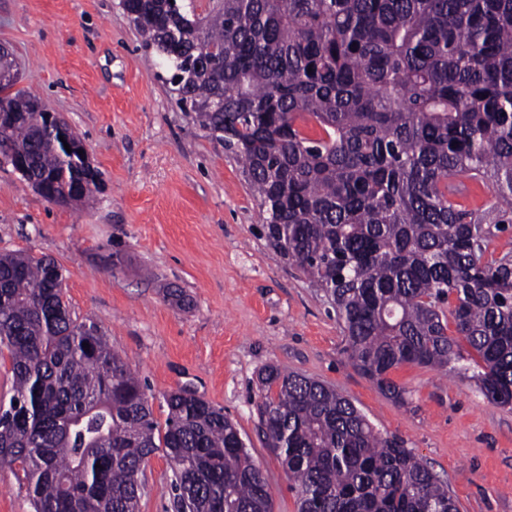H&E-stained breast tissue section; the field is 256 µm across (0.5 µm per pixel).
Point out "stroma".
Wrapping results in <instances>:
<instances>
[{
	"label": "stroma",
	"mask_w": 512,
	"mask_h": 512,
	"mask_svg": "<svg viewBox=\"0 0 512 512\" xmlns=\"http://www.w3.org/2000/svg\"><path fill=\"white\" fill-rule=\"evenodd\" d=\"M18 86L81 137L100 189L48 202L0 164V253L54 258L74 317L97 323L138 374L157 421L165 393L223 407L266 476L273 512H297L263 442L258 374L275 364L348 397L448 485L459 512H512V408L463 375L405 365L404 403L351 365L336 315L266 241V214L223 144L180 110L119 0H0ZM180 289L184 304L168 298ZM156 454L139 512H174Z\"/></svg>",
	"instance_id": "35a3bbf8"
}]
</instances>
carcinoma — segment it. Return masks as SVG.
Here are the masks:
<instances>
[{
    "mask_svg": "<svg viewBox=\"0 0 512 512\" xmlns=\"http://www.w3.org/2000/svg\"><path fill=\"white\" fill-rule=\"evenodd\" d=\"M175 103L243 162L264 236L336 311L352 365L391 399L403 365L450 369L512 405V0H120ZM0 54V108H50L16 88ZM72 128L8 124L53 203L91 196L98 173ZM466 176L495 185L469 209ZM79 185V194L66 193ZM455 334L448 335V321ZM74 318L51 257L0 254V469L33 512H137L153 455L172 464L176 512H272L239 430L187 390L164 423L127 361ZM466 342L475 356L461 353ZM91 349L84 350L83 343ZM260 427L297 512H457L448 484L335 388L275 365Z\"/></svg>",
    "mask_w": 512,
    "mask_h": 512,
    "instance_id": "cac0c4a2",
    "label": "carcinoma"
}]
</instances>
